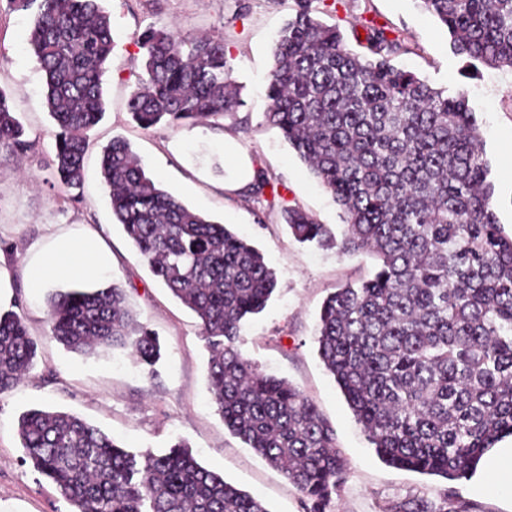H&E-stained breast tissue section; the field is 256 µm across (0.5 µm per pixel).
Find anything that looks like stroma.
Listing matches in <instances>:
<instances>
[{"label":"stroma","instance_id":"stroma-1","mask_svg":"<svg viewBox=\"0 0 512 512\" xmlns=\"http://www.w3.org/2000/svg\"><path fill=\"white\" fill-rule=\"evenodd\" d=\"M102 6L116 43L102 76L105 113L90 133L82 187L66 189L54 176L56 128L45 105L42 74L24 45L31 14L9 10L8 0H0V89L11 96L19 120L36 141L34 151L22 158L0 154V252L19 268L47 225L93 227L112 251L114 282L139 320L159 337L162 357L148 370L125 351L84 356L66 350L49 331L47 294L31 296L15 282L12 309L23 315L38 349L25 379L0 394V512H73L21 461L17 422L33 407L76 414L136 453L158 454L183 440L203 466L258 497L269 512H303L296 487L225 428L210 401L208 352L197 317L152 274L113 218L99 159L115 137L130 143L164 188L247 238L275 270L274 295L245 324L237 345L262 370L309 396L335 429L348 474L326 512H400L418 500L427 502L431 512H512V501L482 495L470 480L449 481L386 464L319 358L323 301L342 285L369 278L377 260L299 243L282 218L283 207L297 205L320 223L336 229L343 223L331 195L265 120L272 49L294 12V0H102ZM318 17L338 26L347 48L363 58L369 52L361 20L388 25L408 46L393 56L395 66L448 95L467 92L490 163L494 210L511 233L512 69L469 67L453 52L446 28L419 0H325ZM149 27L223 40L243 101L238 112L205 125L141 129L128 112V100L141 70L138 37ZM260 169L278 187L276 205L257 204L247 194Z\"/></svg>","mask_w":512,"mask_h":512}]
</instances>
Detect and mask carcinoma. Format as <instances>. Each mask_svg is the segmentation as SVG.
Listing matches in <instances>:
<instances>
[{
	"instance_id": "cac0c4a2",
	"label": "carcinoma",
	"mask_w": 512,
	"mask_h": 512,
	"mask_svg": "<svg viewBox=\"0 0 512 512\" xmlns=\"http://www.w3.org/2000/svg\"><path fill=\"white\" fill-rule=\"evenodd\" d=\"M295 0L273 49L265 113L342 210L336 236L298 206L283 209L301 243L366 251L379 265L323 302L318 355L377 455L400 469L468 477L512 436V234L492 205L490 164L465 93L448 96L391 63L405 49L394 29L366 21L369 60L341 31ZM453 49L512 69V0H420ZM32 11L26 44L53 119V167L79 186L92 129L104 114L103 66L114 48L101 0H9ZM142 69L128 111L144 130L206 124L242 105L223 40L150 27L138 39ZM26 137L0 89V150L24 155ZM100 169L112 214L140 258L200 321L211 399L224 426L300 491L304 512H326L348 465L317 405L268 375L236 346L243 322L277 286L260 251L206 219L149 175L115 137ZM48 326L83 355L126 350L153 367L159 340L115 282L49 299ZM37 346L23 316L0 313V394L31 369ZM17 435L30 464L73 512H269L202 466L177 442L137 454L71 413L23 412Z\"/></svg>"
}]
</instances>
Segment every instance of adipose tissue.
<instances>
[{"instance_id":"ef3b65f1","label":"adipose tissue","mask_w":512,"mask_h":512,"mask_svg":"<svg viewBox=\"0 0 512 512\" xmlns=\"http://www.w3.org/2000/svg\"><path fill=\"white\" fill-rule=\"evenodd\" d=\"M22 275L30 294L49 284L73 279L99 281L112 274V255L104 240L92 229L49 230L35 245L22 269L0 260V305L13 301L12 282ZM473 482L477 492L512 499V443L491 449L479 464Z\"/></svg>"}]
</instances>
